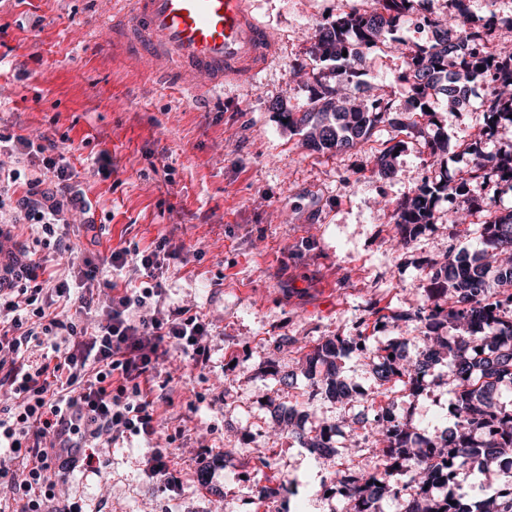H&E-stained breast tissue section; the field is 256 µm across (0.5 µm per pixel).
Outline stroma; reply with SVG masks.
<instances>
[{"label":"stroma","mask_w":512,"mask_h":512,"mask_svg":"<svg viewBox=\"0 0 512 512\" xmlns=\"http://www.w3.org/2000/svg\"><path fill=\"white\" fill-rule=\"evenodd\" d=\"M274 33L275 62L254 81L225 85L207 109L185 84L155 79L112 48V11L118 0H6L0 7V126L33 138L68 133L90 140L71 157L72 184L91 210L68 205L69 252L55 262L57 277L75 278L83 260L103 265L113 250L145 247L168 236L178 251L166 281V303L189 305L211 325L205 367L172 358L171 384L182 401L162 424L180 431L170 471L183 482L179 496L163 491L147 469L148 448L125 438L100 449V469L70 474L66 489L84 512H346L337 481L370 471L377 459L366 431L374 421L363 404L345 408L318 395L304 402L310 380L301 353L336 336H353L377 301L394 311L425 304L423 267H437L449 249L474 250L448 222L440 201L434 223L407 247L383 200L404 198L423 179L462 181L480 140L485 152L512 147V127L486 135L481 94L462 110L439 101L434 120L401 135L390 176L372 171L376 144L390 127H378L354 147L322 154L288 127L284 112L306 104L322 63L310 55L312 37L326 19L349 12L355 0H253ZM28 75L17 78L18 66ZM404 58L387 53L367 60L358 98L383 89L407 109L399 78ZM448 139L439 162L425 143ZM40 228L19 224L0 233V250L15 267L0 264V279L23 276L27 252ZM292 345L277 346L279 337ZM397 344L419 355L420 325L380 327L371 347ZM293 374V385L280 378ZM429 396L396 393L391 404L418 430L433 435L450 423L448 373L439 369ZM300 407L308 425L340 426L339 457L301 448L279 409ZM291 481L288 493L254 508L265 474ZM207 473L212 483H200Z\"/></svg>","instance_id":"stroma-1"}]
</instances>
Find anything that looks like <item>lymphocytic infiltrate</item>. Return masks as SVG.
Returning a JSON list of instances; mask_svg holds the SVG:
<instances>
[{
  "mask_svg": "<svg viewBox=\"0 0 512 512\" xmlns=\"http://www.w3.org/2000/svg\"><path fill=\"white\" fill-rule=\"evenodd\" d=\"M2 146L40 154L43 171L55 172L61 192H69V165L56 140L37 145L0 131ZM22 218L40 226L43 254L31 259L27 279L0 289V512H83L76 502L55 505L60 486L75 469L99 463L98 448L128 436L149 445L150 471L181 491L169 475L174 438L160 414L172 398L157 394L156 384L171 356L205 366L209 329L197 310L165 302L164 274L176 250L162 236L143 249L112 251L113 270L140 273L133 288L118 289L95 266L81 270L84 288L109 292L92 320L84 316L85 296H72L68 282L46 273L47 254L66 248V225L38 209Z\"/></svg>",
  "mask_w": 512,
  "mask_h": 512,
  "instance_id": "obj_1",
  "label": "lymphocytic infiltrate"
}]
</instances>
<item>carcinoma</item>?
<instances>
[{"label": "carcinoma", "mask_w": 512, "mask_h": 512, "mask_svg": "<svg viewBox=\"0 0 512 512\" xmlns=\"http://www.w3.org/2000/svg\"><path fill=\"white\" fill-rule=\"evenodd\" d=\"M379 12L368 16L354 8L323 24L315 37L314 59L342 62V69H332L310 90L306 105L285 113L288 126L309 134L310 147L316 152L340 151L368 138L379 125L388 124L403 131L418 125L415 113L408 112L397 120L395 100L385 93L374 95L347 107L337 98L341 89L349 88V77L358 74L367 55L395 47L396 40H387L406 20L420 0H376ZM454 10L448 17H435L445 32L433 45H415L406 55L405 80L409 93L420 100L418 113L426 110L434 95L441 92L448 106L457 104L455 84L469 82L481 72L486 79L483 110L488 128L506 123L503 116L512 115V100L506 91L512 88V54H499L488 63L479 53V46L495 26L494 17L477 23L467 15L464 0H452ZM470 46L471 64L448 72V52L458 50L462 42ZM512 125V122L506 123ZM472 159L465 183L485 184L490 175L512 187V149L488 155L478 147L471 150ZM463 186L426 180L397 202L393 217L401 241L411 240L426 224L435 219V205L442 197L462 191ZM474 213H486L490 220L480 225L477 248L469 253L448 251L445 265L429 273L431 303L414 311L386 315L382 309L372 312L374 325L388 319L422 324L425 339L433 347L434 358L405 360L396 346L378 354L380 365L388 377L395 378L410 396L421 389L426 375L444 365L452 373L453 395L451 425L439 436L421 444L410 419L390 421L377 415L374 436L383 444L380 464L375 471L364 473L349 482H341L340 492L349 503V512H381L379 502L397 497V485H412L418 490L409 512H451L448 501H459L456 512H512V496L492 494L485 499L468 502L461 495L448 493V500L430 494L428 487L436 480L442 464L450 463L454 471L477 469L482 472L497 467L503 457L512 458V406L499 402L500 383L497 378L508 375L512 383V259H498L502 251L512 252V209H500L494 198L472 195L466 210L451 212L448 223L458 226ZM369 337L329 338L304 355L309 375L324 368L325 386L312 382L306 391L307 400L325 391L346 405L350 399L336 380L337 361L351 354L369 352ZM491 429L489 441L477 442L479 427ZM335 428L321 425L315 433L298 436L300 445L314 451L331 447Z\"/></svg>", "instance_id": "cac0c4a2"}]
</instances>
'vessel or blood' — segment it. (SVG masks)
Returning a JSON list of instances; mask_svg holds the SVG:
<instances>
[{"label":"vessel or blood","instance_id":"b4317fda","mask_svg":"<svg viewBox=\"0 0 512 512\" xmlns=\"http://www.w3.org/2000/svg\"><path fill=\"white\" fill-rule=\"evenodd\" d=\"M112 36L136 68L178 78L197 95L252 80L276 55L252 0H128Z\"/></svg>","mask_w":512,"mask_h":512}]
</instances>
